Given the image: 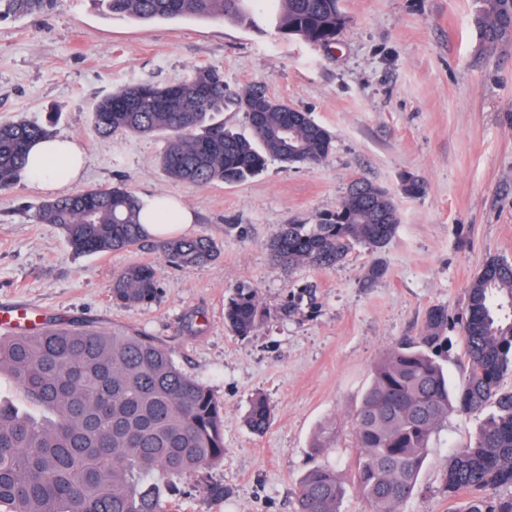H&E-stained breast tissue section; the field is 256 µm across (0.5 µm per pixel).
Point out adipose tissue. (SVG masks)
Segmentation results:
<instances>
[{
  "label": "adipose tissue",
  "mask_w": 512,
  "mask_h": 512,
  "mask_svg": "<svg viewBox=\"0 0 512 512\" xmlns=\"http://www.w3.org/2000/svg\"><path fill=\"white\" fill-rule=\"evenodd\" d=\"M82 173L83 157L71 140L54 136L31 145L26 176L40 189L54 192L68 188L80 180ZM193 222L192 211L179 202H163L156 197L142 201V223L151 238L183 236Z\"/></svg>",
  "instance_id": "ef3b65f1"
}]
</instances>
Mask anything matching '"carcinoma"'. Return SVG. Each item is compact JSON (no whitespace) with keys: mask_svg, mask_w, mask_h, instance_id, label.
Here are the masks:
<instances>
[{"mask_svg":"<svg viewBox=\"0 0 512 512\" xmlns=\"http://www.w3.org/2000/svg\"><path fill=\"white\" fill-rule=\"evenodd\" d=\"M113 16L140 22L220 19L269 27L280 38L330 47L346 23L342 0H95ZM475 24L492 48L512 30V0H479ZM56 0H0V22L45 12ZM245 114L250 134L224 124V109ZM102 137L161 135V164L183 183L244 182L268 160L287 165L324 163L334 150L331 132L307 112L252 85L230 92L222 72L196 68L189 79L150 81L116 90L94 111ZM51 135V124L0 122V192L24 178L30 144ZM314 224H283L269 242L288 267L330 268L354 247L377 253L394 236L398 210L388 190L354 184ZM138 196L124 185L95 187L41 203L38 224L60 228L78 254L130 250L146 239ZM178 268L214 261L217 243L186 235L158 245ZM158 295L151 263L126 266L112 278V301L148 304ZM261 310L255 294L239 288L224 305V322L249 336ZM448 313L428 310L420 336L394 345L377 364L353 415L357 454L353 478L373 512H399L416 492L434 438L452 413L494 412L469 444L454 450L443 475L452 502L469 494L462 512H512V495L487 498L492 487L512 488V263L488 259L467 289L461 337L467 366L450 386L438 362L448 341ZM46 410L40 419L0 402V512H168L169 480L224 459V405L150 336H119L89 328L49 326L28 336H0V374ZM272 411L253 399L246 416L262 434ZM344 487L336 468L309 470L294 491V512H339Z\"/></svg>","mask_w":512,"mask_h":512,"instance_id":"carcinoma-1","label":"carcinoma"}]
</instances>
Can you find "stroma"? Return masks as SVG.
<instances>
[{
    "instance_id": "35a3bbf8",
    "label": "stroma",
    "mask_w": 512,
    "mask_h": 512,
    "mask_svg": "<svg viewBox=\"0 0 512 512\" xmlns=\"http://www.w3.org/2000/svg\"><path fill=\"white\" fill-rule=\"evenodd\" d=\"M347 23L335 48L263 35L240 24L184 18L142 23L114 18L91 0H58L43 14L0 23V121L45 122L86 158L79 189L123 183L164 195L196 215L190 232L214 239L218 258L194 268L166 263L152 242L100 255L74 253L64 233L34 223L46 200L29 181L0 193V312L25 308L45 324L86 323L125 336H152L224 403V459L166 489L172 512H293L294 490L312 467L349 474L350 421L385 350L419 336L429 308L464 312L483 262H512V33L486 49L476 0H344ZM223 71L230 91L265 86L308 112L334 136L319 165L269 160L241 184L196 186L160 165L158 135L95 133L99 100L142 81ZM425 191L409 197L407 177ZM360 178L394 196L400 224L378 257L385 277L364 287L376 255L358 246L333 268L277 264L268 243L280 225L313 224L335 210ZM136 262L157 266L148 304L113 302L112 277ZM255 290L256 331L234 335L224 304ZM272 409L254 434V397ZM479 414H452L438 433L401 512H449L448 458L474 436ZM338 423L335 448L311 449ZM223 498L211 496L212 486Z\"/></svg>"
}]
</instances>
